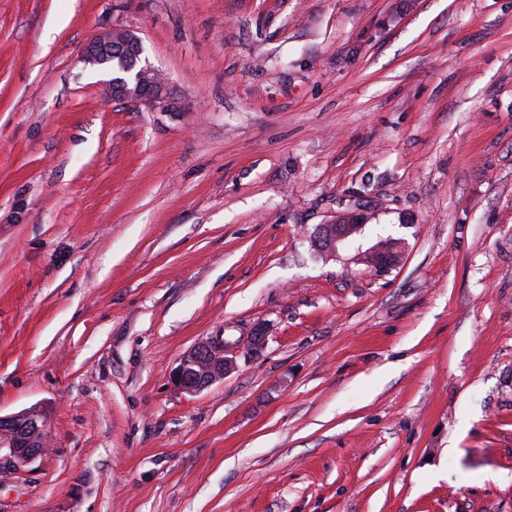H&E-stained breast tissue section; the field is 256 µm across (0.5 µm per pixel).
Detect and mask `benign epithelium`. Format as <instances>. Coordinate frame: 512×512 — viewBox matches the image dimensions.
Returning a JSON list of instances; mask_svg holds the SVG:
<instances>
[{"label":"benign epithelium","mask_w":512,"mask_h":512,"mask_svg":"<svg viewBox=\"0 0 512 512\" xmlns=\"http://www.w3.org/2000/svg\"><path fill=\"white\" fill-rule=\"evenodd\" d=\"M142 53V40L132 31L111 28L87 40L83 58L101 67L109 75L106 88L115 101L137 107L157 109L163 105L175 112L173 90L159 70L147 63L134 71L136 57ZM364 211L354 209L320 225L316 235L329 232L336 225L354 220L357 226L367 221ZM267 344V328L257 325L242 342L248 352H258ZM236 369V356L228 353L224 339L212 337L188 350L176 368L171 380L174 386L189 394L197 393L224 378ZM45 444V416L42 409L32 406L17 413L0 415V449L9 450V458L16 466H24L42 454Z\"/></svg>","instance_id":"obj_1"}]
</instances>
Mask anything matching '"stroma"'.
<instances>
[{"mask_svg": "<svg viewBox=\"0 0 512 512\" xmlns=\"http://www.w3.org/2000/svg\"><path fill=\"white\" fill-rule=\"evenodd\" d=\"M113 27L184 111L106 94ZM32 406L0 512H512V0H0V414ZM362 214L364 215V218H363ZM353 218H354V223L357 224L356 227L359 229L362 226V224H365V222L368 219V216H367V213L365 211H362L358 205V206H355L354 209H351L350 211H348L346 213L336 215V218L330 220L326 224H321L317 228L316 233H315L317 236H322L325 233V231H327V233H328L326 247L322 250V253L325 256H335L336 244L338 242L344 240L345 238H347L350 233L349 232L350 230H345V228H343V232L334 239V237H332V234H331V230H332V228H334V225L335 224L336 225L347 224L346 227L349 229L351 226V221H349V220H351ZM344 220L349 221V223H344ZM236 366V355L228 353L224 339L212 337L183 355L172 371L171 380L178 390L194 394L224 381ZM45 444V416L32 406L17 413L0 415V455L8 448L15 466H24L42 454Z\"/></svg>", "mask_w": 512, "mask_h": 512, "instance_id": "35a3bbf8", "label": "stroma"}]
</instances>
